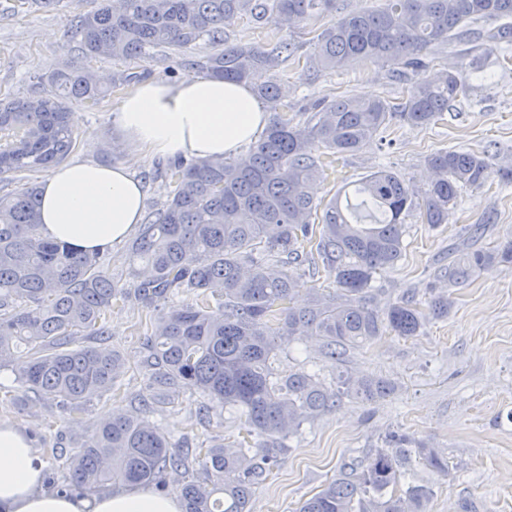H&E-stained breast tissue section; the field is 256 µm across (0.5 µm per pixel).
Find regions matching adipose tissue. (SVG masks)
Wrapping results in <instances>:
<instances>
[{"mask_svg": "<svg viewBox=\"0 0 512 512\" xmlns=\"http://www.w3.org/2000/svg\"><path fill=\"white\" fill-rule=\"evenodd\" d=\"M134 149L152 157H230L254 141L267 122L249 83L209 77L138 83L114 116ZM141 182L129 166L75 162L41 185L45 237L93 254L121 242L140 224ZM0 512H183L173 496L141 486L88 497L66 496L44 483L29 436L0 422Z\"/></svg>", "mask_w": 512, "mask_h": 512, "instance_id": "ef3b65f1", "label": "adipose tissue"}]
</instances>
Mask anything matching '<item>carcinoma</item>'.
Masks as SVG:
<instances>
[{
	"label": "carcinoma",
	"mask_w": 512,
	"mask_h": 512,
	"mask_svg": "<svg viewBox=\"0 0 512 512\" xmlns=\"http://www.w3.org/2000/svg\"><path fill=\"white\" fill-rule=\"evenodd\" d=\"M255 30L316 27L307 71L312 78L375 63L405 86L399 102L384 97L318 98L288 114L285 66L302 45L293 37L265 44L231 42L228 25ZM71 34L87 59H132L148 49L171 55L165 74L198 72L226 80L258 79L269 124L236 157L175 160L164 175L173 186L163 209L148 215L129 245L132 287L112 279L100 254L87 255L43 237L40 190L28 180L0 196V365L23 359L19 382L79 410L119 389L126 373L109 345L105 314L118 301L155 311L145 338L150 401L144 409L74 421L75 451H56L66 476L60 491L94 493L109 484L177 483L185 512H249L253 488L276 467L285 441L344 396L371 400L390 393L382 378L336 376L328 388L317 372L276 371L278 351L309 337L330 360L386 334L417 336L428 317L448 316L451 301L435 291L427 302L402 297L381 308L374 275L401 258L406 217L448 219L460 194L496 176L512 183V162L487 150L461 148L426 157L431 180L420 189L389 168L361 177L357 201L322 204L309 193L327 160L383 138L393 121L426 127L469 91L492 82L485 60L512 45V0H383L348 12L340 0H97L74 12ZM200 43V60L180 53ZM463 46L459 61L433 80L422 76L439 55ZM42 93L0 102V178L37 173L66 161L77 136L68 122L74 103L96 106L107 96L87 67L65 65L39 76ZM321 226L315 251L311 219ZM512 263V238L466 249L440 269L447 286H464L483 267ZM323 266L336 289H310L308 305H292V268ZM174 295L187 296L164 311ZM188 389L236 414L242 438L175 450L147 411L175 403ZM364 462L341 471L299 512H425L433 486L409 479L416 459L448 475L437 449L390 434Z\"/></svg>",
	"instance_id": "1"
}]
</instances>
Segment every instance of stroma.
<instances>
[{"instance_id":"obj_1","label":"stroma","mask_w":512,"mask_h":512,"mask_svg":"<svg viewBox=\"0 0 512 512\" xmlns=\"http://www.w3.org/2000/svg\"><path fill=\"white\" fill-rule=\"evenodd\" d=\"M73 14L67 2L49 12H14L10 0H0V99L36 94L38 74L67 63L90 65L107 83L123 72L147 71L152 78L162 77L166 62L163 52L155 49L130 60L86 61L70 36ZM303 70L300 63L288 67V101L297 106L311 98L344 94L392 101L402 96L401 87L386 82L383 68L373 63L312 80L305 79ZM124 93V88H116L98 107H81V118L73 124L78 139L70 158L108 164L120 157L141 181L144 210L151 213L166 204L171 188L160 174L162 159L134 151L114 120ZM452 147L497 150L512 157V69H496L494 83L473 91L437 125L392 124L383 140L338 158L312 193L330 199L346 183L382 166L420 186L427 179L426 157ZM406 224L400 260L373 281L382 307L404 293L421 296L437 285L440 265L463 242L468 225H488L480 241L484 248L511 237L512 183L494 178L482 189L463 192L446 224L422 223L415 213ZM448 295V317L430 321L420 335H386L372 345L347 349L333 361L326 359L315 340L280 352L278 365L283 370H316L328 384L342 371L356 378L385 377L395 389L370 402L342 398L313 423L303 425L289 440L279 467L255 488L251 512H297L345 465L366 459L393 432L428 441L448 457L449 470L442 477L421 464L412 466L416 480L434 486L427 512H512V264H492L464 287L449 289ZM107 321L112 343L124 354L129 371L119 397L86 404V422L113 409L140 406L147 396L141 345L150 332L146 308L132 301L119 303ZM18 370L14 362L0 367V421L29 434L47 483L59 486L64 473L52 451L70 445V411L57 400L27 391L16 380ZM201 402L199 393L187 390L150 419L175 447L186 434L200 442L238 434V419L224 409L214 408L209 420H200Z\"/></svg>"}]
</instances>
